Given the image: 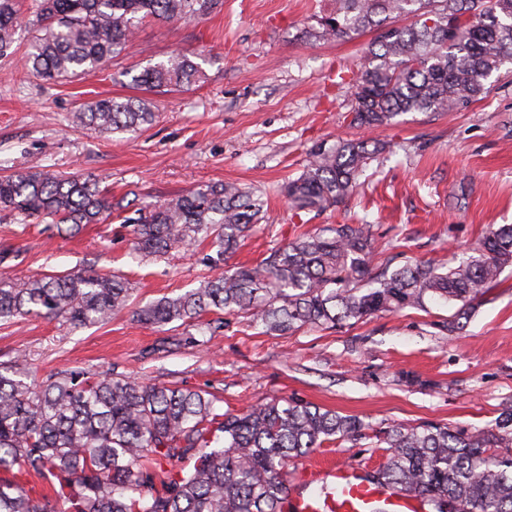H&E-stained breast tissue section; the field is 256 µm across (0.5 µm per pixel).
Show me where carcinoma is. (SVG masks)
<instances>
[{
    "label": "carcinoma",
    "instance_id": "cac0c4a2",
    "mask_svg": "<svg viewBox=\"0 0 512 512\" xmlns=\"http://www.w3.org/2000/svg\"><path fill=\"white\" fill-rule=\"evenodd\" d=\"M219 0H29L32 35L24 66L45 81L93 76L132 41L147 17L164 22L209 15ZM309 37L352 40L376 30L352 80L351 123L368 129L412 112L463 110L512 65V0H334ZM22 0H0V57L16 49ZM199 63L173 56L134 79L142 94L104 97L71 113L76 127L136 132L158 119L148 94L198 82ZM380 141H339L311 153L284 187L295 210L334 206L359 185ZM263 194L207 183L124 223L135 251L161 258L209 241L213 267L235 252L262 218ZM0 212L77 233L112 213L93 175L25 170L0 176ZM378 242L366 222L303 232L257 265L232 266L192 291L135 311L151 328L237 315L270 333L333 328L377 312L423 309L429 301L473 300L512 267V224L488 231L453 266L433 262L371 271ZM124 278L95 270L0 279V322L32 313L77 330L130 308ZM211 393L146 384L105 372L66 369L38 380L25 356L0 362V512H287L288 462L326 443H356L362 424L285 400L219 413ZM386 462L375 480L430 502L432 512H512V413L470 434L446 425L385 432ZM180 464L171 476L164 465ZM47 491L35 496L23 477Z\"/></svg>",
    "mask_w": 512,
    "mask_h": 512
}]
</instances>
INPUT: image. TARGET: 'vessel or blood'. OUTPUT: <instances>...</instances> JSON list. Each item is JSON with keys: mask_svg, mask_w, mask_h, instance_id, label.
<instances>
[{"mask_svg": "<svg viewBox=\"0 0 512 512\" xmlns=\"http://www.w3.org/2000/svg\"><path fill=\"white\" fill-rule=\"evenodd\" d=\"M308 481L331 487L333 500L306 496L300 493L292 497L294 512H372L376 500H384L386 512H422L420 497L380 487L355 473L352 469L336 465L324 468L306 465Z\"/></svg>", "mask_w": 512, "mask_h": 512, "instance_id": "1", "label": "vessel or blood"}]
</instances>
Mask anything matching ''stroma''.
<instances>
[{
  "instance_id": "stroma-1",
  "label": "stroma",
  "mask_w": 512,
  "mask_h": 512,
  "mask_svg": "<svg viewBox=\"0 0 512 512\" xmlns=\"http://www.w3.org/2000/svg\"><path fill=\"white\" fill-rule=\"evenodd\" d=\"M332 0H222L211 15L144 21L126 51L100 73L48 82L26 73L20 55L0 58V175L44 169L93 173L113 203L143 207L207 182L261 190L263 219L228 264H254L297 234L362 218L380 244L373 266L417 259L452 261L475 248L489 226L512 224V73L490 79L481 100L458 112L409 113L383 127L389 153L370 164L363 184L322 212L292 210L280 193L311 150L365 140L350 125V90L339 69L359 71L374 33L314 41L307 32ZM205 76L181 92H155L159 118L136 133L73 128L71 112L103 97L134 95V75L175 54ZM11 258L0 277L93 269L127 278L143 305L217 276L208 246L161 260L132 251L120 217L62 236L50 223H0ZM448 306L379 312L332 329L283 335L226 318L224 329H152L131 313L71 330L29 317L0 324V362L26 354L38 378L64 369L113 371L147 382L216 394L238 412L288 399L359 418L357 443L324 445L312 458L372 472L386 452L377 433L397 425L440 424L468 433L494 427L512 409V269L469 306L449 334Z\"/></svg>"
}]
</instances>
